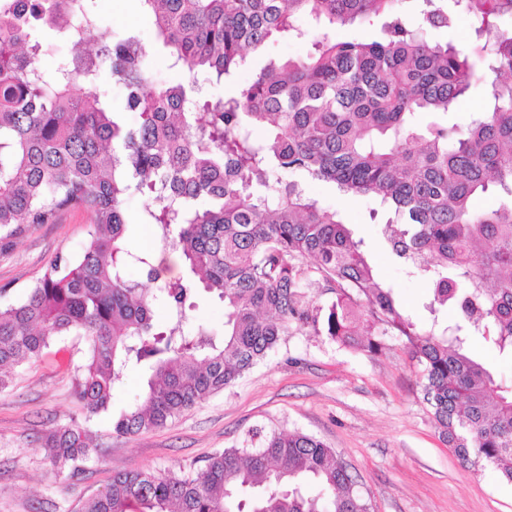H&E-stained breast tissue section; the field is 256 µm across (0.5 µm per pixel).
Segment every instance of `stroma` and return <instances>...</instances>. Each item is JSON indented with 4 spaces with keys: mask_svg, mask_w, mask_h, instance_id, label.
Instances as JSON below:
<instances>
[{
    "mask_svg": "<svg viewBox=\"0 0 512 512\" xmlns=\"http://www.w3.org/2000/svg\"><path fill=\"white\" fill-rule=\"evenodd\" d=\"M113 31L150 38L140 0H93ZM310 193L339 210L390 286L405 313L424 323L431 296L427 279L409 273L389 254L387 218L374 213L372 197L339 195L324 184ZM148 195L126 198V239L152 249L149 225L140 221ZM87 212L71 210L55 224H28L15 237L0 235V288L23 296L56 258L74 255L88 238ZM83 338L71 336L26 362L13 385L0 393V512H77L106 487L113 473L129 469H179L196 475L215 451L249 445L253 432H301L316 437L348 464L370 498L371 512H512V484L486 469L474 471L444 444L416 383L401 340L388 339L371 356L292 322L276 349L242 379L175 419L167 427L133 436L113 434L110 417L135 404L142 374L129 372L112 392V413L85 421L74 394L73 365ZM83 422L102 452L85 474H58L40 439L48 431Z\"/></svg>",
    "mask_w": 512,
    "mask_h": 512,
    "instance_id": "obj_1",
    "label": "stroma"
}]
</instances>
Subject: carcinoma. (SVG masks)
Masks as SVG:
<instances>
[{"mask_svg":"<svg viewBox=\"0 0 512 512\" xmlns=\"http://www.w3.org/2000/svg\"><path fill=\"white\" fill-rule=\"evenodd\" d=\"M0 0V231L91 215L80 252L59 258L20 299L0 304V392L16 367L68 336L86 341L74 366L86 419L105 415L126 373H147L140 401L112 420L118 435L162 429L234 384L273 350L288 322L378 355L400 338L414 361L439 438L477 471L512 481V394L467 351L478 336L512 358V0H140L152 43L190 81L154 86L147 44L117 36L89 0ZM465 15L481 52L431 42L429 30ZM327 30L381 18L380 41L323 34L305 58L268 57L253 82L201 100L203 85L230 83L270 40L301 39L297 20ZM68 48L40 65L33 31ZM97 36L86 47L87 33ZM109 73L140 113L122 123L101 87ZM488 105L469 124L430 123L472 85ZM261 130L265 137L255 138ZM307 182L372 196L388 215L391 253L433 284L428 322L405 315L340 214ZM500 204L479 211L477 194ZM161 202L144 223L181 253L193 280L143 288L132 266L154 274L149 251L130 250L124 202ZM334 294L309 304L303 260ZM224 303L217 337L190 311L197 285ZM459 318L448 319V307ZM164 311V322L156 312ZM251 447L212 454L190 478L172 470L112 475L81 512H368L336 452L314 436L255 433ZM57 472L77 478L98 449L72 423L41 438Z\"/></svg>","mask_w":512,"mask_h":512,"instance_id":"carcinoma-1","label":"carcinoma"}]
</instances>
